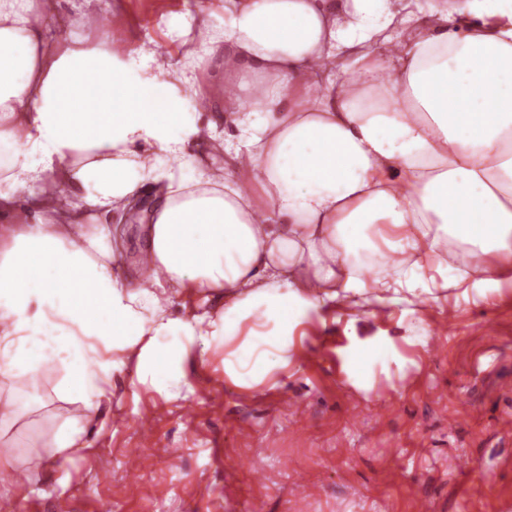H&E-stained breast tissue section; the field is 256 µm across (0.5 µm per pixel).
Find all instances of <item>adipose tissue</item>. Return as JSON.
Listing matches in <instances>:
<instances>
[{
	"mask_svg": "<svg viewBox=\"0 0 512 512\" xmlns=\"http://www.w3.org/2000/svg\"><path fill=\"white\" fill-rule=\"evenodd\" d=\"M42 5L0 0V438L28 413L19 373L45 365L82 405L46 442L62 466L89 448L119 358L186 399V362L220 347L227 380L258 387L312 310L370 287L402 301L452 237L500 284L482 258L512 263V0H224L172 71L103 32L85 48V27L52 44ZM216 61L220 120L203 86ZM206 136L232 173L188 154ZM161 180L152 261L122 272L98 218ZM381 244L390 269L370 284L361 254ZM184 289L228 302L174 312Z\"/></svg>",
	"mask_w": 512,
	"mask_h": 512,
	"instance_id": "adipose-tissue-1",
	"label": "adipose tissue"
}]
</instances>
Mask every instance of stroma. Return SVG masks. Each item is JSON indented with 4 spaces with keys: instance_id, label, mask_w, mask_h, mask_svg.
Here are the masks:
<instances>
[{
    "instance_id": "stroma-1",
    "label": "stroma",
    "mask_w": 512,
    "mask_h": 512,
    "mask_svg": "<svg viewBox=\"0 0 512 512\" xmlns=\"http://www.w3.org/2000/svg\"><path fill=\"white\" fill-rule=\"evenodd\" d=\"M57 40L85 15L106 20L115 51L159 45L161 64L185 50L164 24L172 14L210 13L221 24L220 0H57ZM462 287L438 300L411 298L385 309L372 294L356 306L318 313L299 327L294 361L257 390L224 378V352L187 365L194 398L169 400L136 379L134 364L115 375L112 397L98 416L90 450L55 465L45 438L80 415L58 400L56 373L41 368L16 379L30 406L7 440L42 457L31 487L0 480V512H503L512 503V435L499 425L512 413V269L501 285L485 283L476 266ZM382 341L364 377L347 363L357 344ZM156 421L141 469L131 450L138 420ZM464 457L462 470L445 469ZM482 480L468 498L469 480Z\"/></svg>"
}]
</instances>
